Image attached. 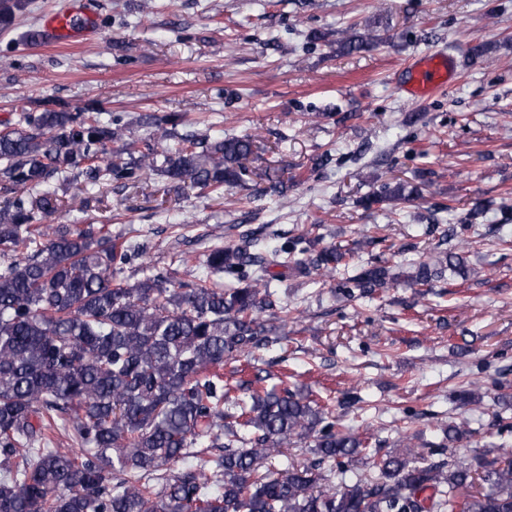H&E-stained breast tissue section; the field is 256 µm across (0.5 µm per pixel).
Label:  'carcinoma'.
Instances as JSON below:
<instances>
[{
	"instance_id": "cac0c4a2",
	"label": "carcinoma",
	"mask_w": 512,
	"mask_h": 512,
	"mask_svg": "<svg viewBox=\"0 0 512 512\" xmlns=\"http://www.w3.org/2000/svg\"><path fill=\"white\" fill-rule=\"evenodd\" d=\"M23 0H0L10 28ZM369 26L345 31L340 51H369ZM184 114L154 123L146 140L123 117L46 100L0 132V512H512V451L478 465L450 456L424 465L412 454L374 461L371 484L353 462L366 446L336 428L329 405L288 388L248 387L224 363L256 361L288 336L286 307L270 291L271 258L299 254L326 274L351 250L315 255L300 236L279 249L251 235L217 247L206 275L146 268L147 250L106 224H46L57 186L82 176L122 187L148 171L219 197L255 154L250 135L181 134ZM177 142V147L170 142ZM119 147L112 149V144ZM418 194L405 181L365 197L370 207ZM468 280L459 253L391 266L373 262L342 278L349 297L402 281L431 288L445 271ZM243 287H224V275ZM278 317L271 325L265 314ZM310 440L309 465L286 474L272 459ZM341 489L311 491L322 481Z\"/></svg>"
}]
</instances>
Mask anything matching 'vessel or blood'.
Segmentation results:
<instances>
[{"mask_svg": "<svg viewBox=\"0 0 512 512\" xmlns=\"http://www.w3.org/2000/svg\"><path fill=\"white\" fill-rule=\"evenodd\" d=\"M98 14L94 0H68L67 5L46 14L41 32L52 44L91 43L97 32ZM454 60L442 52L416 57L407 71L405 92L421 98L451 81Z\"/></svg>", "mask_w": 512, "mask_h": 512, "instance_id": "vessel-or-blood-1", "label": "vessel or blood"}]
</instances>
